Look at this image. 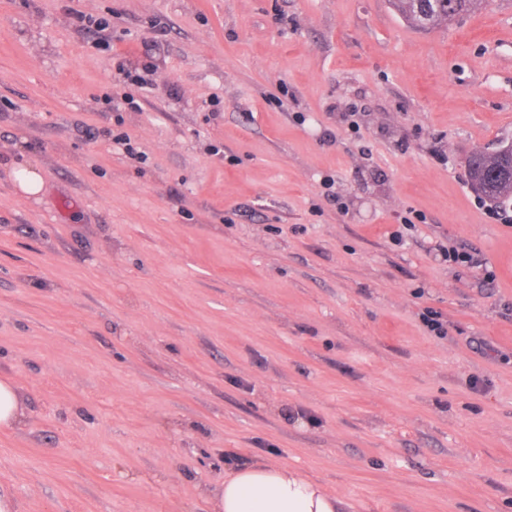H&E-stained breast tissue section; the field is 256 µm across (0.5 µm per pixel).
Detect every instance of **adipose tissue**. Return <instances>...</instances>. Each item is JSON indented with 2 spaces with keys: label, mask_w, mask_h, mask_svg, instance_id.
<instances>
[{
  "label": "adipose tissue",
  "mask_w": 512,
  "mask_h": 512,
  "mask_svg": "<svg viewBox=\"0 0 512 512\" xmlns=\"http://www.w3.org/2000/svg\"><path fill=\"white\" fill-rule=\"evenodd\" d=\"M342 501L286 467H237L212 495V512H340Z\"/></svg>",
  "instance_id": "ef3b65f1"
}]
</instances>
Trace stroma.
<instances>
[{
	"instance_id": "stroma-1",
	"label": "stroma",
	"mask_w": 512,
	"mask_h": 512,
	"mask_svg": "<svg viewBox=\"0 0 512 512\" xmlns=\"http://www.w3.org/2000/svg\"><path fill=\"white\" fill-rule=\"evenodd\" d=\"M509 142L512 0L426 32L389 0H0V378L26 410L0 491L211 512L262 461L354 512H512V204L465 173ZM14 177L19 190L28 196L38 195L43 189V180L37 170L25 164H18L14 169Z\"/></svg>"
}]
</instances>
